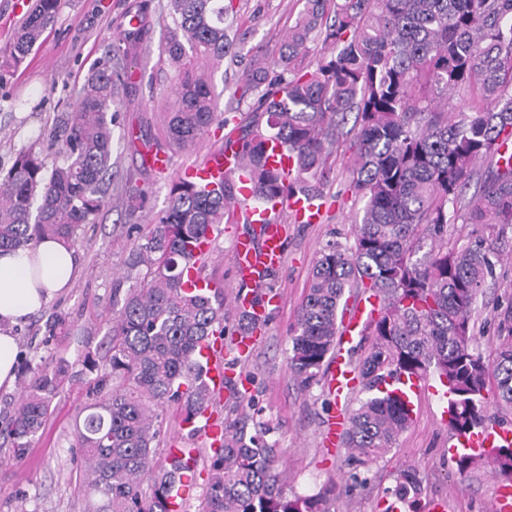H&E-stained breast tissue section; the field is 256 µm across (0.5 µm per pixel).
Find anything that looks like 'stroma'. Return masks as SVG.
<instances>
[{
    "label": "stroma",
    "mask_w": 512,
    "mask_h": 512,
    "mask_svg": "<svg viewBox=\"0 0 512 512\" xmlns=\"http://www.w3.org/2000/svg\"><path fill=\"white\" fill-rule=\"evenodd\" d=\"M135 0H64L45 41L18 68L0 75V169L8 168L21 147L35 145L50 157L55 148L46 132L58 115L82 94L87 76L121 43L119 21ZM167 0H152L150 33L131 66L136 86L133 96L117 101L112 127V180L108 202L95 223L77 231L74 248L81 273L63 297L13 326L19 345L16 381L0 389V417L12 413L29 380L27 364L41 361L66 369L58 394L51 403L43 434L24 458H16L10 445L0 446V512H86L83 471L71 445L76 418L93 394L97 373L87 369L86 357L103 354L110 338L112 318L129 290L138 285L147 267L135 259V247L149 231L151 219L166 205L172 180L179 169L199 162L206 149L222 146L231 130L211 126L193 150H171L173 169L162 173L144 164V147L161 144L166 131L164 114L176 100L182 74L159 50L169 19ZM234 10L224 17L237 39L236 53L220 68L205 65L210 73L219 110L238 116L249 113L255 96H238L237 80L253 53L277 56L280 40L303 7L302 0H233ZM353 150L338 155L326 177L328 195L321 223L284 226L285 260L271 282L281 297L279 307L259 337L249 358L228 362L252 373V392L263 418L279 425L278 468L288 494L312 496L326 487L334 492L326 512H384L392 499L400 472L414 466L421 479L422 501L446 498L448 512H494L497 478L485 464L458 473L448 452L449 430L440 424L438 397L416 402L412 424L393 448L364 465L351 464L346 448L325 450L323 437L331 397L325 376L302 387L289 369L294 324L305 296L316 253L330 238L352 243L354 220L363 203L352 194ZM145 193L142 208L131 199ZM243 223L221 224L205 258L203 271L224 293V324L233 331L240 325L234 305L238 288L231 269L235 239L251 233ZM482 233L496 242L498 276L495 288L480 297L474 318V346L484 358H493L498 318L497 297L512 295V225H485Z\"/></svg>",
    "instance_id": "1"
}]
</instances>
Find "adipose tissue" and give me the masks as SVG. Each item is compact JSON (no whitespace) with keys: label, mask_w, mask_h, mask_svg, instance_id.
<instances>
[{"label":"adipose tissue","mask_w":512,"mask_h":512,"mask_svg":"<svg viewBox=\"0 0 512 512\" xmlns=\"http://www.w3.org/2000/svg\"><path fill=\"white\" fill-rule=\"evenodd\" d=\"M77 275L74 249L53 239L0 252V387H11L16 378L19 347L13 326L66 293Z\"/></svg>","instance_id":"adipose-tissue-1"}]
</instances>
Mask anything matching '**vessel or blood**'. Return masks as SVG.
Masks as SVG:
<instances>
[{
  "label": "vessel or blood",
  "instance_id": "1",
  "mask_svg": "<svg viewBox=\"0 0 512 512\" xmlns=\"http://www.w3.org/2000/svg\"><path fill=\"white\" fill-rule=\"evenodd\" d=\"M183 177L204 182H217L232 178L239 182L241 200L237 211L254 225V235L237 238L232 263L240 285L237 305L253 324H261L267 317V305L256 302L255 291L264 287L268 274L280 268L284 262L285 250L282 225L285 215H292L295 221L316 224L321 220L322 209L317 200L294 195L283 201L268 205H255L249 186L247 170L232 149L224 147L206 152L202 162L182 169ZM377 303L370 296H362L349 304L346 315L338 327L337 351L327 367L326 384L329 394L344 397L353 389L352 369L349 363L350 351L361 334L364 323L371 316ZM205 359V374L215 392L224 390V344L220 337H213L202 349ZM450 449H462L477 454L485 448L512 446V431L489 425L459 436L450 435Z\"/></svg>",
  "mask_w": 512,
  "mask_h": 512
}]
</instances>
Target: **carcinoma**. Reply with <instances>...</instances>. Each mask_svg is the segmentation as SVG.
I'll return each instance as SVG.
<instances>
[{
	"mask_svg": "<svg viewBox=\"0 0 512 512\" xmlns=\"http://www.w3.org/2000/svg\"><path fill=\"white\" fill-rule=\"evenodd\" d=\"M61 7L62 0H34L0 69L24 63ZM231 9L224 0H167L163 53L184 69L166 117L169 145L189 149L214 122L234 124L253 199L271 201L297 191L325 199L324 171L348 143L355 149L353 189L364 200L353 243L329 239L317 252L291 330V372L305 387L316 381L336 349L346 293L356 288L378 296L380 307L367 326L371 350L352 362L364 394L343 432L353 462L392 448L411 425L405 403L382 390L404 377H438L448 390L451 432L485 427L490 402L512 408V299L500 307L492 361L472 347L475 304L496 276L495 246L478 227L512 224V0H304L278 58L260 57L241 72L242 94L257 95L244 119L217 111L210 79L195 71L231 51L224 29ZM148 12V0H141L122 46L58 117L49 133L55 159L25 149L0 174V250L46 237L72 245L77 228L105 205L112 107L130 88L125 63L149 34ZM318 39L331 55L309 71L302 64ZM456 92L469 96L470 111L448 109ZM269 141L288 152L291 175L268 167ZM483 161L488 167L479 172ZM473 182L478 190L467 201ZM237 190L231 178L214 185L174 180L165 208L137 245L149 276L127 293L104 356L87 359L89 369L102 371L101 396L75 425L90 512H170L171 489L182 475L202 480L198 512H324L318 497L286 494L275 468L277 427L259 418L252 393L231 378L224 388L234 406L206 473L155 458L157 408L176 405L185 424L216 400L199 348L215 334L225 336L224 295L184 288V272L194 261L193 242L235 220ZM459 220L477 230L467 245L450 249L448 224ZM28 370L20 400L0 423L17 458L43 429L62 378L61 369L46 364ZM480 459L512 477V447L478 457L460 453L458 472ZM419 494L417 470L409 467L393 497L415 501Z\"/></svg>",
	"mask_w": 512,
	"mask_h": 512,
	"instance_id": "obj_1",
	"label": "carcinoma"
}]
</instances>
